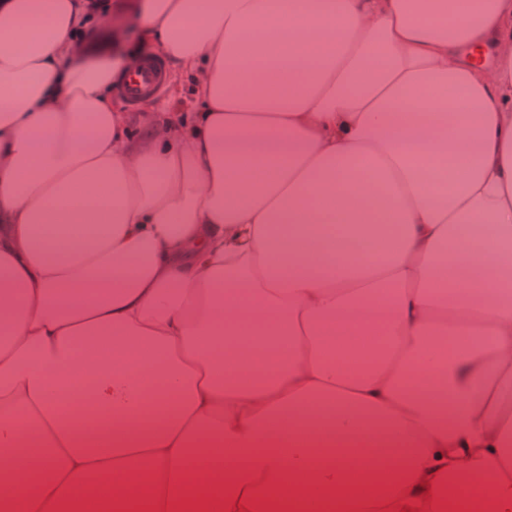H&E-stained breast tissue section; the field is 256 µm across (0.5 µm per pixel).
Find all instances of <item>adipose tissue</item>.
Returning <instances> with one entry per match:
<instances>
[{
	"instance_id": "adipose-tissue-1",
	"label": "adipose tissue",
	"mask_w": 512,
	"mask_h": 512,
	"mask_svg": "<svg viewBox=\"0 0 512 512\" xmlns=\"http://www.w3.org/2000/svg\"><path fill=\"white\" fill-rule=\"evenodd\" d=\"M135 9L0 0V512H512V0ZM96 19L95 31L86 39H83L87 45L102 50L103 54L120 53L133 60L140 57L132 69L122 76L118 74L113 77L110 93L112 100L121 104L122 112H129L127 115L135 128H143V116L154 112H189L193 108L194 104L187 88L181 86L178 93L173 91L177 74H171L172 65L170 61L160 52L141 51L139 49V21L133 13H129L125 19L115 20L112 19L111 9L108 15L96 17ZM85 43L81 41V46L84 47ZM145 53L160 55L166 63L162 58L155 55L142 56ZM166 64L169 80L165 89L167 81ZM114 86L115 91L132 107L161 95L164 89L165 92L161 97L146 101L139 108L132 110L115 93Z\"/></svg>"
}]
</instances>
